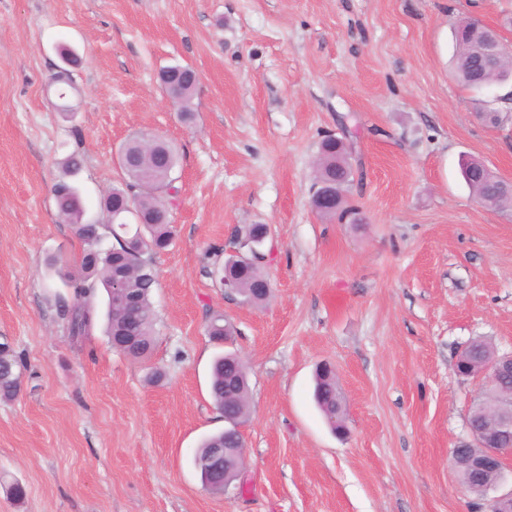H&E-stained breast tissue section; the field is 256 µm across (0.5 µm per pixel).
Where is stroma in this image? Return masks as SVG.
Wrapping results in <instances>:
<instances>
[{"label":"stroma","instance_id":"obj_1","mask_svg":"<svg viewBox=\"0 0 512 512\" xmlns=\"http://www.w3.org/2000/svg\"><path fill=\"white\" fill-rule=\"evenodd\" d=\"M467 17L512 43V0H0V337L21 376L0 402V512H474L451 450L486 383L455 363L475 339L512 351V209L481 207L460 165L512 181V121L480 120L453 74ZM61 43L82 58L64 93ZM176 64L199 77L190 125L158 80ZM141 132L180 157L145 361L100 326L69 336L57 299L83 244L52 192L81 154L73 182L101 220ZM329 133L355 172L353 224L312 207ZM246 224L271 230L258 308L206 272ZM214 312L229 345L207 334ZM225 349L251 411L244 474L217 494L194 454L225 427L208 390ZM323 362L341 436L312 399Z\"/></svg>","mask_w":512,"mask_h":512}]
</instances>
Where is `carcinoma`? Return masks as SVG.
Instances as JSON below:
<instances>
[{"label": "carcinoma", "mask_w": 512, "mask_h": 512, "mask_svg": "<svg viewBox=\"0 0 512 512\" xmlns=\"http://www.w3.org/2000/svg\"><path fill=\"white\" fill-rule=\"evenodd\" d=\"M478 26V20L469 19L462 21L455 30L453 64L456 79L465 87L482 93L484 89L512 78V51L501 53L493 67L477 71L473 65V53L474 32ZM162 75L168 76L179 87L172 102L178 106L181 119L188 124L193 122L194 112L190 102L196 82L192 79V69L173 65L164 69ZM145 136L160 141V144L152 147L140 137L122 147L124 164L121 168L128 182L123 187L112 188V192L104 198L102 222L91 224L82 221L84 209L80 195L68 181V177L82 168V156H67L61 163L62 175L53 185V197L59 216L74 226L83 243L80 275L70 279L72 300L61 304L68 332L73 339L80 340L94 330L100 315L99 298L104 293L105 333L108 342L112 344L122 340L120 353L133 360L147 359L154 346L152 291L156 284V274L147 256L159 254L173 244L175 232L168 221L167 212L172 194L177 192L173 174L179 164L177 152L167 141L149 132ZM464 178L476 195L488 198L492 208H512V197L487 179L477 161L466 164ZM352 181L351 166L344 149L334 137L323 138L319 145L314 195H330L340 201L341 208H319L317 212L339 220L352 213L346 197ZM130 208L140 214L146 223L130 224L119 220V217L127 215ZM263 229L262 224H248L238 230L234 253L228 256L215 254L212 268L208 271L221 286L226 279L232 281L241 301L253 307L263 304L270 295L265 290L267 277L263 271L269 237H259ZM109 237L115 240V244L106 245ZM117 268L126 271L124 287L127 288V294L136 299V308L133 310H127L112 296V274ZM224 322L221 313L210 316L207 333L212 340H224ZM494 354L495 350L488 342L476 340L456 363L457 371L465 376ZM20 386L17 363L13 355L8 353L0 358V400L15 399ZM210 396L218 409L237 421L249 417L250 395L246 367L243 360L234 357L231 351L221 353L214 359ZM314 399L325 417H330L336 411V374L333 370L322 367L316 370ZM498 402V393L488 387L472 406L471 420L484 430L488 440L496 435L488 414ZM218 445L235 447V433L225 430L205 437L195 458H207Z\"/></svg>", "instance_id": "obj_1"}]
</instances>
